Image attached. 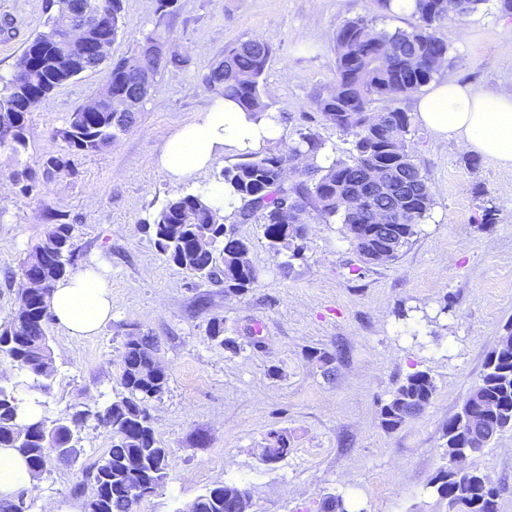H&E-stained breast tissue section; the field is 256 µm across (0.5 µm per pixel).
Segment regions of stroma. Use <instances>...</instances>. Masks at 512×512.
Returning <instances> with one entry per match:
<instances>
[{
	"instance_id": "stroma-1",
	"label": "stroma",
	"mask_w": 512,
	"mask_h": 512,
	"mask_svg": "<svg viewBox=\"0 0 512 512\" xmlns=\"http://www.w3.org/2000/svg\"><path fill=\"white\" fill-rule=\"evenodd\" d=\"M50 0H0V78H9L28 41L43 28ZM157 0H124L126 28L113 58L130 55L140 33L156 24L172 32L186 63L159 71L136 125L102 151L76 157L78 174L24 196L8 177L40 168L61 151L53 130L102 89L107 67L84 72L38 103L21 156L0 151V324L22 288L18 266L52 228L47 216L73 224L74 271L108 270L112 317L98 335L67 336L50 323L54 375L39 393L52 422L78 410L97 411L121 392V356L133 333L153 336L169 387L149 404L156 438L170 448L168 477L134 512H184L207 489L236 483L248 490L249 512H319L324 497L342 494L353 512H447L431 482L446 461L444 429L483 370L505 324L512 323V172L427 129L415 111L418 93L398 102L411 119L408 149L431 187L434 207L399 259L361 263L339 223L313 215L300 256L274 254L256 224L225 225L252 243L258 280L241 293L189 275L154 245L145 226L167 197L214 184L220 167L175 183L155 164L164 137L195 121L208 105L205 77L226 45L260 39L273 54L264 100L282 133L278 153L298 131L322 150L309 166L345 157L348 143L317 107L336 67V31L348 21L379 20L406 30L412 12L382 13L377 0H178L168 16ZM446 72L479 91H512V16L486 0L462 19L443 21ZM494 221L481 223L484 211ZM224 324L230 353L212 341ZM343 355L326 375L311 351ZM424 370L436 384L432 403L399 429L380 425V410L408 374ZM288 453L266 462L272 432ZM112 443L110 431L88 422L76 459L50 458L31 495V512H85L94 464ZM470 468L498 491L497 512H512V431L472 455Z\"/></svg>"
}]
</instances>
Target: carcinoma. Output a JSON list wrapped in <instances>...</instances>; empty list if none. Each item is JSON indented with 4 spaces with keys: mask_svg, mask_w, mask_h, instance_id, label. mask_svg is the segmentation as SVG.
<instances>
[{
    "mask_svg": "<svg viewBox=\"0 0 512 512\" xmlns=\"http://www.w3.org/2000/svg\"><path fill=\"white\" fill-rule=\"evenodd\" d=\"M57 14L45 21V30L25 47L16 69L0 82V148L19 156L27 149L28 122L34 105L57 88L84 73L76 62L81 48L64 40L70 13L81 8L88 15L99 10L112 15L108 25L92 24L89 39L107 36L115 40L124 31L126 21L123 0H59ZM485 0H413L412 11L418 24L409 30L390 32L374 21H350L336 31V74L330 93L318 98L323 117L349 138L345 159H333L317 169L319 176L288 184L285 169H293L300 157L321 149L315 138L303 132L280 154L247 152L243 159L220 172V181L228 191L240 224H259L268 247L279 253L300 255L305 239V225L310 223L307 205L324 218H339L345 225L350 243L359 249L361 242L377 243L375 224L369 217L390 208H399L394 223L397 243L391 260L425 223L434 206L428 177L414 163L406 150L411 133L410 118L403 109L392 106L379 112L382 124L368 121L371 105L379 100L397 101L427 84L439 71L437 60H448V43L436 34L437 26L449 18H463ZM171 33L158 26L141 33L138 45L168 46ZM272 56L271 46L247 40L224 48V58L212 67L206 83L213 91L236 102L244 110L265 114L263 75ZM137 54L112 63L109 77L112 94L123 95L131 82L130 74ZM136 121V111L117 112L104 104L94 112L79 107L64 127L53 131L64 147L49 156L38 170L23 167L9 178L29 195L44 186L73 178L77 171L73 157L98 152L114 143ZM377 172L390 184L404 188L401 196L372 195L359 192L370 172ZM62 214L51 216L53 229L32 245L20 261L21 277L32 283L21 297L7 324L0 329V360L7 361L30 383L28 387L46 392L52 377V349L48 324L52 320L48 297L56 284L70 274L74 261L73 225ZM145 229L159 251L194 277L208 281L224 276L229 293L247 290L258 280L257 270L248 259L250 243L219 223V209L203 191L177 192ZM207 336L230 351H237L231 340L224 339V323L213 321ZM153 337L142 334L128 337L121 363V397L95 413L80 410L66 420L48 425L39 420L19 424L21 407L15 390L0 386V447L15 448L26 457L30 470L38 477L54 449L67 448L79 453L74 432L89 419L110 428L112 444L94 467L92 496L85 512H133L130 496L138 485L151 482L162 485L167 478L169 454L161 447L149 421V403L161 397L168 387V374L154 364ZM436 386L426 371L409 374L390 399L381 407L380 425L386 431L399 429L414 413L432 401ZM469 395L478 397L493 430L485 437L490 445L506 429H512V345H496L488 354L479 382ZM446 450L468 444V428L461 414L448 420L444 433ZM480 475L472 472L463 487L448 480V468L439 470L432 487L448 499L454 512H497L495 497L477 492ZM245 490L236 484H224L207 490L196 501L199 512H231V502ZM321 512H350L341 494L327 496Z\"/></svg>",
    "mask_w": 512,
    "mask_h": 512,
    "instance_id": "1",
    "label": "carcinoma"
}]
</instances>
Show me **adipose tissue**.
<instances>
[{
	"label": "adipose tissue",
	"mask_w": 512,
	"mask_h": 512,
	"mask_svg": "<svg viewBox=\"0 0 512 512\" xmlns=\"http://www.w3.org/2000/svg\"><path fill=\"white\" fill-rule=\"evenodd\" d=\"M417 112L434 133L512 171V93L478 92L451 75L419 100ZM280 134L275 118L255 119L237 103L215 95L196 121L165 137L157 164L172 181H184L214 167L225 153L259 149ZM50 310L69 335H97L112 310L105 272L87 268L60 280L51 293ZM35 491L25 458L16 449L0 448V501Z\"/></svg>",
	"instance_id": "obj_1"
}]
</instances>
